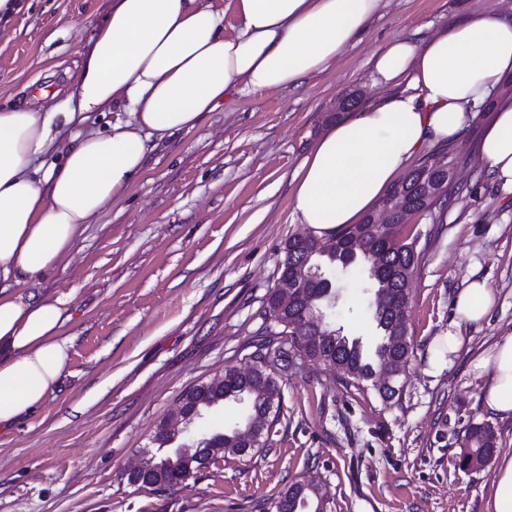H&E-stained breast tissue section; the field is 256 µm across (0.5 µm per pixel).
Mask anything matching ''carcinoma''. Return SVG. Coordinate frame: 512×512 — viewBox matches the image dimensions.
<instances>
[{
	"label": "carcinoma",
	"mask_w": 512,
	"mask_h": 512,
	"mask_svg": "<svg viewBox=\"0 0 512 512\" xmlns=\"http://www.w3.org/2000/svg\"><path fill=\"white\" fill-rule=\"evenodd\" d=\"M458 163L451 150L423 158L382 198L385 202L393 196H403L409 202V216L397 215L393 224H375L369 214L361 223L349 224L335 235L340 254L321 250L319 237L313 234L309 251L299 255L314 267L324 265L346 274L357 268L364 272L363 288L370 298L373 319L382 331L375 367H366L356 340L342 335L323 310L336 300L332 278L327 276L310 289L307 307L292 300L287 302L277 289H269L255 313L261 323L249 343L253 348L249 354L251 366L243 370L225 367L224 372L233 375L234 380L222 392H204L198 387L185 392L199 412L219 400L245 404L243 422L213 432L218 438L224 437V442L223 449L212 458L241 455L242 442L247 438L251 439V456L267 447L281 411L282 371L291 367L296 358L327 364L336 370L345 387L362 397L368 394L365 383L373 380L381 368L391 366L392 387L378 392V396L384 402L400 396L399 378L410 361L413 346L408 327L395 322L394 309L398 302L410 299L409 280L423 259L418 250L420 233L407 230V226L416 217L433 214L459 193V186L448 181V172ZM463 445L468 451L461 466L474 462L485 465L491 458V449L496 447V434L489 424H473L465 432ZM332 505L328 486H304L297 481L279 491L270 502L274 512H330Z\"/></svg>",
	"instance_id": "cac0c4a2"
}]
</instances>
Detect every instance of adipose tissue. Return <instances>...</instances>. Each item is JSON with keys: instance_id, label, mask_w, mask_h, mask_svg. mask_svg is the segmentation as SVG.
Returning a JSON list of instances; mask_svg holds the SVG:
<instances>
[{"instance_id": "ef3b65f1", "label": "adipose tissue", "mask_w": 512, "mask_h": 512, "mask_svg": "<svg viewBox=\"0 0 512 512\" xmlns=\"http://www.w3.org/2000/svg\"><path fill=\"white\" fill-rule=\"evenodd\" d=\"M383 0H109L78 50V74L63 113L0 108V427L45 400L70 357L66 300L28 291L62 265L88 224L142 175L150 152L198 128L232 94L300 88L361 41ZM237 24L224 31L226 9ZM392 94L331 124L296 174L297 223L321 238L369 214L397 175L428 144L456 141L512 75V18L479 12L420 43L396 39L372 58ZM117 115L105 130L93 113ZM84 130L59 140L58 129ZM480 155L512 190V105H501ZM495 304L486 280L457 294L455 318L439 339L455 355L460 326ZM485 377L482 402L512 419V334L471 363Z\"/></svg>"}]
</instances>
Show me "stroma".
Wrapping results in <instances>:
<instances>
[{"mask_svg": "<svg viewBox=\"0 0 512 512\" xmlns=\"http://www.w3.org/2000/svg\"><path fill=\"white\" fill-rule=\"evenodd\" d=\"M0 27V107L40 89L61 104L75 78V49L108 0H22ZM512 15V0H385L368 35L301 88L231 95L199 130L152 153L144 175L79 238L66 266L28 290L65 298L70 360L46 400L0 429V512H267L299 479L327 483L333 512H486L492 467L462 470L467 427L488 423L512 453V420L490 417L485 378L471 360L512 333V193L488 172L480 113L452 148L460 193L419 218L425 257L409 282L413 354L390 402L353 395L333 370L309 362L285 371L282 407L265 450L222 456L176 489L127 485L136 460L180 395L247 368L263 296L279 276L294 219L293 176L341 103L367 106L395 92L372 68L387 41L420 42L467 13ZM497 302L462 328L451 366L434 370L437 339L470 277ZM331 309L343 335H377L360 283L337 275Z\"/></svg>", "mask_w": 512, "mask_h": 512, "instance_id": "1", "label": "stroma"}]
</instances>
